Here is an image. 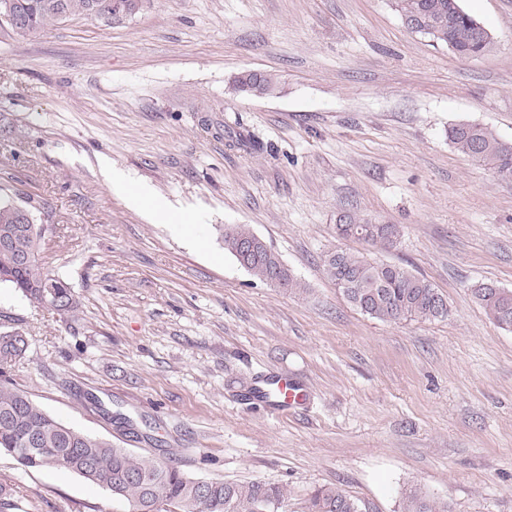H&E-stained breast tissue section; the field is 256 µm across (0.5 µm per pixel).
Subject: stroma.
Masks as SVG:
<instances>
[{
	"mask_svg": "<svg viewBox=\"0 0 512 512\" xmlns=\"http://www.w3.org/2000/svg\"><path fill=\"white\" fill-rule=\"evenodd\" d=\"M490 32L461 58L411 33L393 0H145L107 26L0 31V193L45 223L39 258L76 292L61 315L0 284L9 376L47 413L199 479L262 480L306 512L318 487L362 512L421 491L452 512H512V331L472 295L512 290V182L448 143L470 122L512 141V0H461ZM274 75L273 92L235 88ZM252 132L259 147L232 142ZM151 188L149 220L102 163ZM355 210L400 230L384 250L336 236ZM243 224L302 284L262 282L224 249ZM425 277L446 318L386 322L326 275L336 249ZM288 373L277 415L247 401ZM18 512H125L74 473L0 452ZM304 397L303 389L284 372L264 376L248 394V400L264 403L274 413L301 403Z\"/></svg>",
	"mask_w": 512,
	"mask_h": 512,
	"instance_id": "1",
	"label": "stroma"
}]
</instances>
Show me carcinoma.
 Returning a JSON list of instances; mask_svg holds the SVG:
<instances>
[{
  "label": "carcinoma",
  "instance_id": "obj_1",
  "mask_svg": "<svg viewBox=\"0 0 512 512\" xmlns=\"http://www.w3.org/2000/svg\"><path fill=\"white\" fill-rule=\"evenodd\" d=\"M402 22L411 32L448 47L461 58L485 53L492 41L483 37L474 18L459 0H395ZM19 21L7 23L11 37L23 39L71 17L96 18L108 25L136 14L135 0H11ZM240 92L255 84L275 87L268 74L249 73L235 80ZM448 142L458 152L487 167L500 180L512 182V150L502 147L490 129L473 123L448 127ZM37 206L31 197L0 194V236L10 239L0 248V284H8L42 306L51 296L55 311L75 310V291L39 260L45 225L35 223ZM336 233L388 250L396 246L399 230L391 224H372L356 212L338 217ZM224 249L236 262L261 281L271 267L281 263L273 251L235 253L238 241L252 232L244 225L224 226ZM328 277L336 282L346 300L361 313L382 321L431 320L448 316L437 308L443 298L429 281L408 268L369 259L362 252L343 249L324 256ZM477 302L499 328L512 331V290L481 284L472 289ZM28 347L25 334H0V452L13 456L28 469L47 466L71 471L126 502L128 512H284L287 494L263 481L247 483L211 480L203 485L180 468L136 455L112 441L68 426L45 412L29 394L6 377ZM307 512H360L358 503L336 487H319L307 501ZM405 512H449L448 503L426 494H413Z\"/></svg>",
  "mask_w": 512,
  "mask_h": 512
}]
</instances>
